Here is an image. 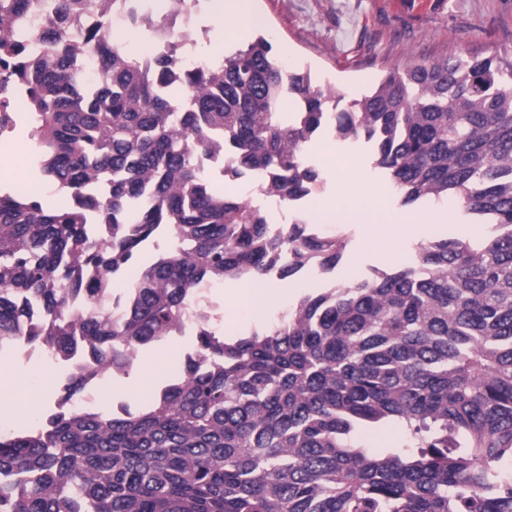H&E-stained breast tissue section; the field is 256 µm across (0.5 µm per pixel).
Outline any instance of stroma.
I'll list each match as a JSON object with an SVG mask.
<instances>
[{"instance_id":"obj_1","label":"stroma","mask_w":512,"mask_h":512,"mask_svg":"<svg viewBox=\"0 0 512 512\" xmlns=\"http://www.w3.org/2000/svg\"><path fill=\"white\" fill-rule=\"evenodd\" d=\"M261 18L256 34L271 41L279 61L289 68L310 71L323 85L336 87L342 107L371 92L387 73L416 63L447 56H478L512 61V0H431L419 9L415 0H254ZM307 165L319 174L314 193H333L335 168L356 164L359 177L386 186L390 211H405L403 195L389 176L375 168L372 147L362 140L315 137L304 147ZM0 185L52 208L70 206L69 195L54 191L39 174V158L29 130L16 128L0 139ZM309 204L297 216L324 235L347 240L346 252L327 277L301 272L274 279L268 286L275 298L259 315L230 305L226 297L237 284L225 282L214 303L219 315L216 329L242 336L276 321L304 293L319 291L324 281L349 285L373 270H398L412 264L418 240L406 245L399 261L383 259L360 224H326L309 217ZM195 336H177L143 347L129 375L104 379L102 405L122 402L137 407L169 379L179 375L187 354L195 349ZM8 389L0 394V431L32 427L39 413L52 409L58 398L39 371L17 368L10 358L0 359Z\"/></svg>"}]
</instances>
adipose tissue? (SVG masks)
Instances as JSON below:
<instances>
[{"label":"adipose tissue","instance_id":"obj_1","mask_svg":"<svg viewBox=\"0 0 512 512\" xmlns=\"http://www.w3.org/2000/svg\"><path fill=\"white\" fill-rule=\"evenodd\" d=\"M252 0H222V38L231 44L260 19L251 11ZM383 187L366 184L339 169L336 176V195L333 199H316L314 213L326 220H345L364 224L372 239L380 244L385 259L395 260L401 255L406 239L421 236L433 224L450 223L453 211L448 206H436L426 211H410L390 216L383 215L381 202Z\"/></svg>","mask_w":512,"mask_h":512}]
</instances>
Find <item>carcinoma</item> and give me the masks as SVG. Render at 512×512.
<instances>
[{"label": "carcinoma", "mask_w": 512, "mask_h": 512, "mask_svg": "<svg viewBox=\"0 0 512 512\" xmlns=\"http://www.w3.org/2000/svg\"><path fill=\"white\" fill-rule=\"evenodd\" d=\"M141 2L95 0L101 24L75 31L88 0H52L34 30L31 0H0V63L41 173L72 198L51 209L0 191V336L86 357L41 428L0 436V512H512V62L418 63L332 112L333 89L263 37L192 68L116 46L109 15L135 26ZM70 40L100 80L83 81ZM288 96L298 111L281 110ZM328 116L373 144L404 201L453 195L482 233L422 243L412 265L303 295L245 336L204 311L183 373L137 410L70 409L92 376L125 375L139 348L177 335L197 282L336 267L345 238L299 221L271 238L259 209L196 165L219 152L233 177L264 170L283 201L308 194L303 147ZM163 230L173 247L112 315L111 277ZM391 423L403 445L358 439Z\"/></svg>", "instance_id": "carcinoma-1"}]
</instances>
